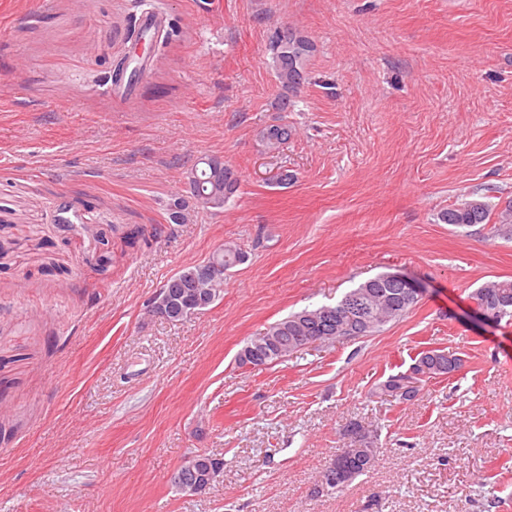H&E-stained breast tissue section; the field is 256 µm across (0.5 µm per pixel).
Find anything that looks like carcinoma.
Wrapping results in <instances>:
<instances>
[{
  "label": "carcinoma",
  "instance_id": "carcinoma-1",
  "mask_svg": "<svg viewBox=\"0 0 512 512\" xmlns=\"http://www.w3.org/2000/svg\"><path fill=\"white\" fill-rule=\"evenodd\" d=\"M272 67L278 81L287 90L300 86L306 77L309 58L314 44L308 37L291 29L276 33L270 42ZM288 126L272 125L262 132L267 148L276 151L288 140ZM183 193L170 208L172 224H189L198 210L214 214L224 210V204L238 191L239 176L234 168L220 156H206L194 162L183 173ZM445 224L474 226L493 223L492 236L512 232V200L497 214L496 221H490L488 205L478 200H466L441 213ZM245 254L233 242H226L204 264L183 269L169 278L163 287L173 289L165 305L166 318L179 320L185 312V303L195 290L206 296V303L212 304L224 290V278H208L203 274L207 266L222 265L228 269L242 263ZM471 299L489 315L502 321L512 320V280H495L478 288ZM417 303L398 287L391 286L385 274L370 278L349 290L333 306L304 308L269 325L265 332L253 337L238 354V362L258 366L281 360L304 349V337L316 336L321 344H333L344 339L369 336L387 323L405 316ZM460 358L442 351H423L414 360L410 369L418 373L414 382L439 378L449 374L448 363ZM408 374L391 375L379 387V394L391 395L409 401L418 394L414 388L406 395ZM376 462V449L368 446L359 448L347 459L345 466L349 477L343 484L336 483L335 472L326 468L317 481L315 494L338 491L356 477L371 469Z\"/></svg>",
  "mask_w": 512,
  "mask_h": 512
}]
</instances>
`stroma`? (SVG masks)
I'll return each mask as SVG.
<instances>
[{"instance_id":"1","label":"stroma","mask_w":512,"mask_h":512,"mask_svg":"<svg viewBox=\"0 0 512 512\" xmlns=\"http://www.w3.org/2000/svg\"><path fill=\"white\" fill-rule=\"evenodd\" d=\"M151 10L177 34L117 96L105 63ZM287 27L315 51L283 112ZM207 155L239 190L167 223ZM469 199L512 200V0H0V512H512V320L477 323L471 299L512 279V237L442 223ZM228 241L246 258L213 304L147 314ZM388 272L425 288L404 318L239 365L270 324ZM428 349L461 370L377 395ZM366 437L375 466L314 495ZM201 451L222 476L178 490ZM197 471H198V468H197L195 462H189L187 464L186 468H184L182 471H180V472L174 471L171 479L173 480V482L175 484L180 486L182 489L187 490L184 492H188V491L201 492L208 487L209 482L211 480H208L207 478L205 479V481L198 480V478L196 477ZM191 476H193L194 479H191ZM190 492H188V493H190ZM190 494H195V493H190Z\"/></svg>"}]
</instances>
